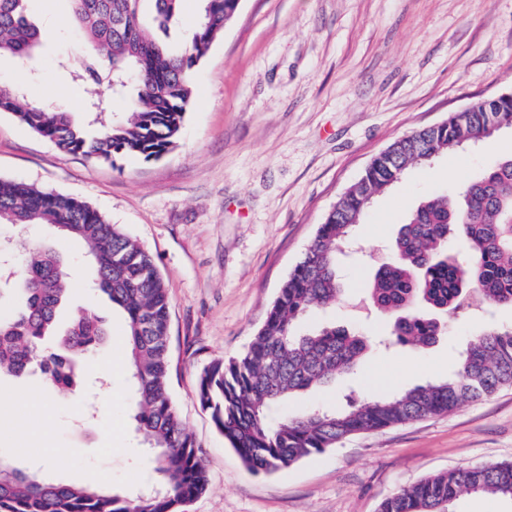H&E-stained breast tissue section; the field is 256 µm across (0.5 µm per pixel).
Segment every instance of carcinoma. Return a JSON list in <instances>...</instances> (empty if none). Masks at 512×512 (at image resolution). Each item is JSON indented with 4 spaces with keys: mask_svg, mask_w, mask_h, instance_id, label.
Instances as JSON below:
<instances>
[{
    "mask_svg": "<svg viewBox=\"0 0 512 512\" xmlns=\"http://www.w3.org/2000/svg\"><path fill=\"white\" fill-rule=\"evenodd\" d=\"M25 2L0 0V55L24 58L41 46ZM69 2L82 36L77 79L112 84V93L129 99L130 112L112 121L92 112L78 121L60 107L22 105L18 92L2 84L0 112L12 113L61 151L94 161L160 156L174 143L192 103L195 68L236 17L238 0H201L199 25L184 36L179 52L155 31L169 35L180 0ZM505 129H512V100L486 99L393 142L328 212L247 351L203 369L198 400L250 471L287 469L352 435L449 414L512 386V328L484 323L445 380L344 408L280 413L295 396L354 371L371 347L368 337L343 326L298 336L295 324L336 302L342 292L336 253L352 243L372 199L411 166ZM0 223L48 225L84 243L92 290L126 317L133 418L152 463L148 489L164 488L132 497L98 486L52 483L0 457V512H178L207 490L208 474L169 392L171 300L152 255L87 203L26 183L0 179ZM458 238L468 246L463 261L453 252ZM6 250L18 259L6 270L22 307L15 316L0 318V374L20 376L37 368L53 386L68 388L79 374L73 361L104 343V323L92 311L77 309L65 328H58L71 262L44 245L9 242ZM364 288L375 311L395 316L389 341L413 349L433 345L442 335L436 315L466 308L473 294L490 306L512 307V155L466 182L454 197L437 194L419 201L399 227L393 258L377 266ZM472 493L512 498V463L428 476L385 499L380 512H449L457 498Z\"/></svg>",
    "mask_w": 512,
    "mask_h": 512,
    "instance_id": "cac0c4a2",
    "label": "carcinoma"
}]
</instances>
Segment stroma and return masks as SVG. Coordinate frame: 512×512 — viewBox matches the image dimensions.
Returning a JSON list of instances; mask_svg holds the SVG:
<instances>
[{
	"mask_svg": "<svg viewBox=\"0 0 512 512\" xmlns=\"http://www.w3.org/2000/svg\"><path fill=\"white\" fill-rule=\"evenodd\" d=\"M41 31L37 56H0V83L26 101L48 100L82 117L98 85L76 84L62 58L76 54L69 0H27ZM194 98L174 146L161 157L93 162L56 149L0 112V178L75 197L154 257L170 305V393L201 445L207 491L184 512H379L421 479L466 466L512 462V386L459 410L342 440L269 474L250 472L197 399L199 374L241 356L328 210L396 139L468 105L512 94V0H242L238 16L195 74ZM512 131L474 149L411 167L377 195L359 227L361 256L339 260L344 292L302 329L337 323L381 334L388 319L363 300L362 283L416 202L458 192L503 156ZM49 243L72 262L79 241L46 226L0 224V239ZM451 316L429 348L372 347L362 368L298 399L294 410L394 394L452 371L485 302ZM91 308L107 329L96 357L124 353V313L85 280L62 310ZM97 373L67 393L40 376L0 375V453L15 467L65 484L136 493L147 454L131 416L128 377L112 379L119 410L100 414ZM55 449L45 461L46 449Z\"/></svg>",
	"mask_w": 512,
	"mask_h": 512,
	"instance_id": "obj_1",
	"label": "stroma"
}]
</instances>
